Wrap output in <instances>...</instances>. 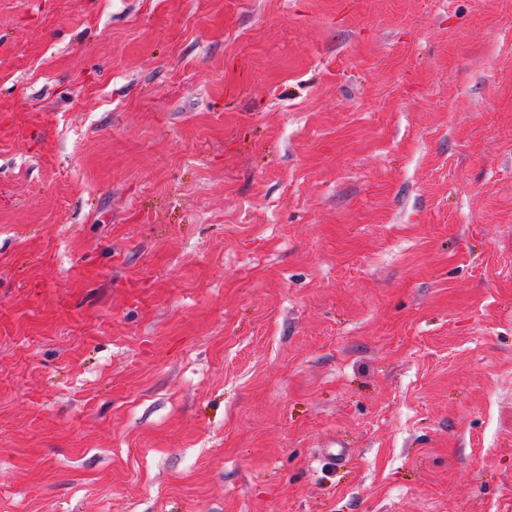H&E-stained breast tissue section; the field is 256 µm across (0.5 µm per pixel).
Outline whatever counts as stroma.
<instances>
[{
    "mask_svg": "<svg viewBox=\"0 0 512 512\" xmlns=\"http://www.w3.org/2000/svg\"><path fill=\"white\" fill-rule=\"evenodd\" d=\"M0 512H512V0H0Z\"/></svg>",
    "mask_w": 512,
    "mask_h": 512,
    "instance_id": "1",
    "label": "stroma"
}]
</instances>
